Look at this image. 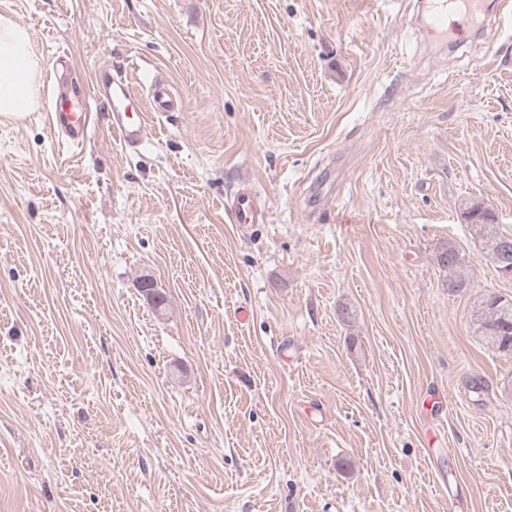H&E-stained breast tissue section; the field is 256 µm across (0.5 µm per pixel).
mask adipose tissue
Listing matches in <instances>:
<instances>
[{
  "instance_id": "adipose-tissue-1",
  "label": "adipose tissue",
  "mask_w": 512,
  "mask_h": 512,
  "mask_svg": "<svg viewBox=\"0 0 512 512\" xmlns=\"http://www.w3.org/2000/svg\"><path fill=\"white\" fill-rule=\"evenodd\" d=\"M40 62L30 32L0 16V115L31 112L39 90Z\"/></svg>"
}]
</instances>
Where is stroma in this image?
<instances>
[{
	"instance_id": "stroma-1",
	"label": "stroma",
	"mask_w": 512,
	"mask_h": 512,
	"mask_svg": "<svg viewBox=\"0 0 512 512\" xmlns=\"http://www.w3.org/2000/svg\"><path fill=\"white\" fill-rule=\"evenodd\" d=\"M420 2L0 0L42 67L0 117V512H512L472 321L512 281L461 217L512 233V20L429 45ZM101 71L182 109L128 150L97 105L70 148L53 80ZM256 202L257 195L251 189L239 192L235 198L234 205L229 211L232 224H238L239 227L257 224L260 212ZM436 264L446 272L445 283L452 294H467L472 288L469 262L465 254L456 245L448 244L436 254Z\"/></svg>"
}]
</instances>
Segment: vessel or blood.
Masks as SVG:
<instances>
[{"instance_id":"vessel-or-blood-1","label":"vessel or blood","mask_w":512,"mask_h":512,"mask_svg":"<svg viewBox=\"0 0 512 512\" xmlns=\"http://www.w3.org/2000/svg\"><path fill=\"white\" fill-rule=\"evenodd\" d=\"M434 8L438 19L448 11H456L462 20L469 21L485 11L483 0H456L448 5L447 0H435ZM106 102L110 107V127L114 136L129 149L138 148L145 142L150 131L151 116L163 115L177 109L176 100L166 89L156 88L150 100V111L138 110L139 100L124 78H115L102 72L93 81L74 83L52 92L48 120L55 133L71 146L78 147L89 139L93 130L91 112L93 104ZM259 209L257 196L253 191L239 192L229 211L232 223L244 227L258 223Z\"/></svg>"}]
</instances>
